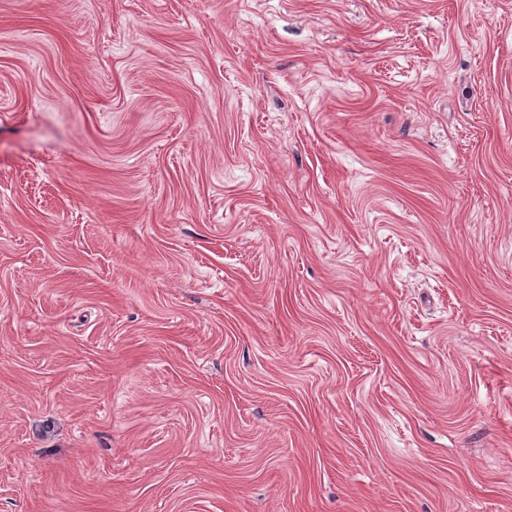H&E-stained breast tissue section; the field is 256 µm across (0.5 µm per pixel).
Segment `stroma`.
Listing matches in <instances>:
<instances>
[{
	"mask_svg": "<svg viewBox=\"0 0 512 512\" xmlns=\"http://www.w3.org/2000/svg\"><path fill=\"white\" fill-rule=\"evenodd\" d=\"M0 512H512V0H0Z\"/></svg>",
	"mask_w": 512,
	"mask_h": 512,
	"instance_id": "35a3bbf8",
	"label": "stroma"
}]
</instances>
